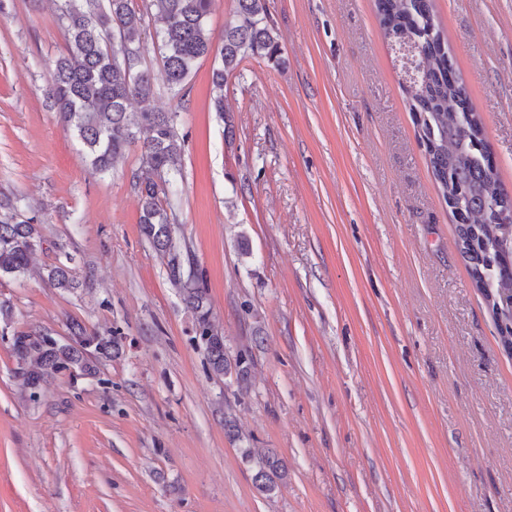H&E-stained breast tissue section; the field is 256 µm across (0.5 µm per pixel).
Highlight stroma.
I'll use <instances>...</instances> for the list:
<instances>
[{
    "instance_id": "1",
    "label": "stroma",
    "mask_w": 512,
    "mask_h": 512,
    "mask_svg": "<svg viewBox=\"0 0 512 512\" xmlns=\"http://www.w3.org/2000/svg\"><path fill=\"white\" fill-rule=\"evenodd\" d=\"M286 64L220 55L178 114L177 233L247 384L215 375L144 239L140 150L92 174L46 98L65 49L54 0H0V196L37 211L30 272L0 279V512H512V354L471 282L374 0H268ZM491 160L512 190V0H434ZM247 249H240V242ZM91 284L42 275L64 257ZM112 334L93 376L21 394L11 333ZM261 344H254V337ZM232 415L238 439L224 431ZM287 468L259 494L240 448Z\"/></svg>"
}]
</instances>
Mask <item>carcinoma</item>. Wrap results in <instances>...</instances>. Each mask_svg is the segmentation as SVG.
Instances as JSON below:
<instances>
[{
    "label": "carcinoma",
    "instance_id": "1",
    "mask_svg": "<svg viewBox=\"0 0 512 512\" xmlns=\"http://www.w3.org/2000/svg\"><path fill=\"white\" fill-rule=\"evenodd\" d=\"M211 4L212 0H155L156 13L143 14L133 0H61L59 24L67 47L50 69L47 96L64 127L83 143L95 172H109L127 147L140 148L142 167L148 168L135 182L141 232L163 258L169 281L192 313L208 365L214 373L241 383L250 375L251 352L227 354L203 277L186 271L191 265L189 252L172 231L171 186L181 175L177 113L131 111L132 102L146 103L156 91L154 73L143 67L148 53L146 23L154 28L163 85L180 99L194 63L212 50L206 29ZM375 7L392 51L406 48L413 53L415 74L399 68L402 84L441 196L452 200L460 213L456 229L471 278L492 308L502 307L512 298V223L501 222V209L512 206V194L486 163L487 144L476 131L480 118L457 72L433 0H376ZM252 58L276 66L285 63L266 0H235L233 15L224 25L220 63L213 72V109L229 134L233 125L224 110V84ZM13 211L10 219L0 221V278L25 274L41 244L36 218L16 206ZM69 262L68 258L47 270L52 286L77 287ZM71 335L72 342L60 343L45 330L13 333L15 376L29 400L38 401L48 377L72 370L94 375L101 360L119 350L113 337L78 323L72 324ZM239 453L255 466L256 490L271 495L276 480L287 473L282 460L268 448L245 447Z\"/></svg>",
    "mask_w": 512,
    "mask_h": 512
}]
</instances>
